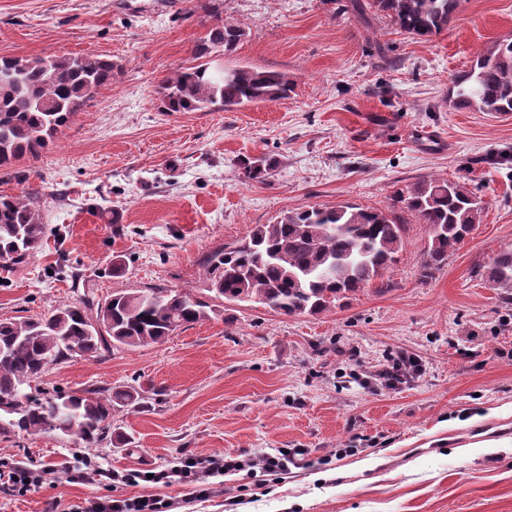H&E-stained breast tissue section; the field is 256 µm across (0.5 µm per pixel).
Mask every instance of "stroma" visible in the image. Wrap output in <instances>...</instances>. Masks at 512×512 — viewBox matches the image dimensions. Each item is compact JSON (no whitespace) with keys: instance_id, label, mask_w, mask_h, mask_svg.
<instances>
[{"instance_id":"35a3bbf8","label":"stroma","mask_w":512,"mask_h":512,"mask_svg":"<svg viewBox=\"0 0 512 512\" xmlns=\"http://www.w3.org/2000/svg\"><path fill=\"white\" fill-rule=\"evenodd\" d=\"M244 23L225 65L287 73L288 98L236 112H166L155 94L213 19ZM512 0H462L446 32H401L369 0H0V56L93 55L110 84L35 160L0 169V194L41 193L45 235L0 266V319L38 317L93 291L201 295L204 266L284 211L390 206L428 177L466 183L486 209L475 232L423 276L426 227L397 209L404 243L383 277L320 314L259 303L177 330L161 344L73 356L47 388H142L112 418L122 437L88 448L45 433L0 439V456L49 471L23 495L0 479V512L49 502L157 496L168 512H512V300L479 275L512 247V116L453 104L448 89L494 39ZM271 157L266 181L239 161ZM400 352L418 373H378ZM310 454L267 473L262 457ZM247 461L189 483L109 480L183 457ZM98 470L72 480L83 458Z\"/></svg>"}]
</instances>
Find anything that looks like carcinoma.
I'll list each match as a JSON object with an SVG mask.
<instances>
[{"mask_svg": "<svg viewBox=\"0 0 512 512\" xmlns=\"http://www.w3.org/2000/svg\"><path fill=\"white\" fill-rule=\"evenodd\" d=\"M461 0H371L401 31L430 39L448 30ZM246 35L240 22L219 21L193 47V64L159 87L169 112L236 111L288 97L286 73L239 65L213 72L214 49L234 52ZM112 60L92 55L0 57V168L37 159L100 87L112 82ZM456 104L480 112H512V34L497 38L470 69L455 77ZM270 160L243 161L245 178L263 182ZM39 192L0 194V259L21 264L41 246ZM396 203L427 227L423 276L480 223L483 202L466 186L442 178L416 183ZM404 225L390 210L346 204L287 211L257 224L244 240L206 262L203 298L170 288L118 291L102 302L86 296L48 317L0 320V437L61 432L90 448L112 432V411L139 405L135 387L81 393L45 392L42 378L72 356L101 357L116 348L159 344L181 327L224 319L229 305L259 302L284 316L320 314L383 276L403 246ZM487 285L512 299V248L495 254L482 273Z\"/></svg>", "mask_w": 512, "mask_h": 512, "instance_id": "cac0c4a2", "label": "carcinoma"}]
</instances>
